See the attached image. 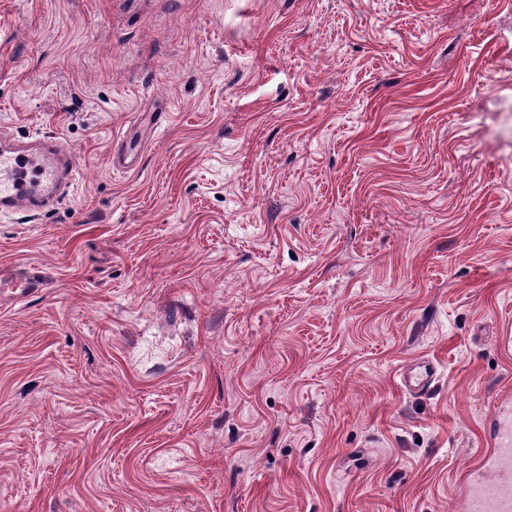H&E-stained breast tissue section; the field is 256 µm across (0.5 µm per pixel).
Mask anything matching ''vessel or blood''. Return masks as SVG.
Wrapping results in <instances>:
<instances>
[{"mask_svg": "<svg viewBox=\"0 0 512 512\" xmlns=\"http://www.w3.org/2000/svg\"><path fill=\"white\" fill-rule=\"evenodd\" d=\"M24 149L0 152V209L38 212L50 207L76 168L75 157L49 142L41 151L38 180H29ZM435 379L432 364L404 370L400 380L410 392H428ZM457 512H512V403L504 402L490 424L487 447L463 478Z\"/></svg>", "mask_w": 512, "mask_h": 512, "instance_id": "vessel-or-blood-1", "label": "vessel or blood"}]
</instances>
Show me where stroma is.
Returning a JSON list of instances; mask_svg holds the SVG:
<instances>
[{"label": "stroma", "instance_id": "obj_1", "mask_svg": "<svg viewBox=\"0 0 512 512\" xmlns=\"http://www.w3.org/2000/svg\"><path fill=\"white\" fill-rule=\"evenodd\" d=\"M0 135L77 160L0 213V512H452L512 393V0H0ZM435 379V367L429 363L419 364L401 373L402 386L410 392L427 393Z\"/></svg>", "mask_w": 512, "mask_h": 512}]
</instances>
